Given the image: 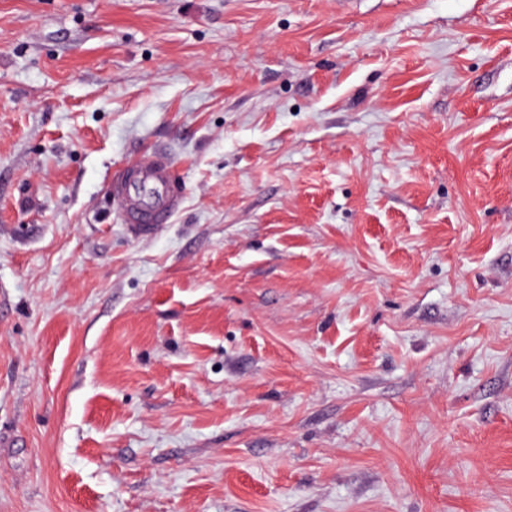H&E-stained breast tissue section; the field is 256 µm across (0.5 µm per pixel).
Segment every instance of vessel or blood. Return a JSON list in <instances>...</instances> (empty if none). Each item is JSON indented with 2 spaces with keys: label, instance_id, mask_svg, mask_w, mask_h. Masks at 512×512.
<instances>
[{
  "label": "vessel or blood",
  "instance_id": "obj_1",
  "mask_svg": "<svg viewBox=\"0 0 512 512\" xmlns=\"http://www.w3.org/2000/svg\"><path fill=\"white\" fill-rule=\"evenodd\" d=\"M108 192L119 205L122 222L136 238L149 237L169 223L183 203V189L172 160L162 151L118 168Z\"/></svg>",
  "mask_w": 512,
  "mask_h": 512
}]
</instances>
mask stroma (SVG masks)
Instances as JSON below:
<instances>
[{
  "mask_svg": "<svg viewBox=\"0 0 512 512\" xmlns=\"http://www.w3.org/2000/svg\"><path fill=\"white\" fill-rule=\"evenodd\" d=\"M0 512H512V0H0ZM108 192L119 205L121 221L136 238H147L169 224L183 203L172 160L163 151H153L118 168Z\"/></svg>",
  "mask_w": 512,
  "mask_h": 512,
  "instance_id": "1",
  "label": "stroma"
}]
</instances>
